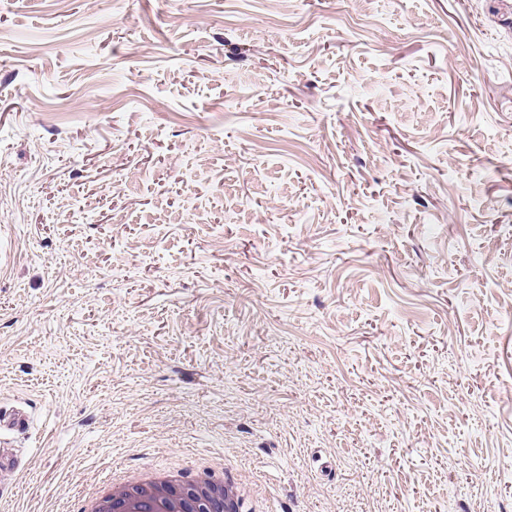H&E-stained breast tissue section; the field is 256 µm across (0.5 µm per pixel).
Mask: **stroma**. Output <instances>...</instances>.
<instances>
[{
	"label": "stroma",
	"instance_id": "35a3bbf8",
	"mask_svg": "<svg viewBox=\"0 0 512 512\" xmlns=\"http://www.w3.org/2000/svg\"><path fill=\"white\" fill-rule=\"evenodd\" d=\"M0 408V512H512V0H0ZM147 483H161L167 485L175 496L171 494L151 495L142 493L138 489H131L123 499H109L110 512H172V501L174 497L180 498L184 506L178 511L182 512H237L239 510V499L234 494L230 497H223L220 494H212L204 501V508L199 509L195 495L199 492L197 487H189L181 483L176 476H150Z\"/></svg>",
	"mask_w": 512,
	"mask_h": 512
}]
</instances>
